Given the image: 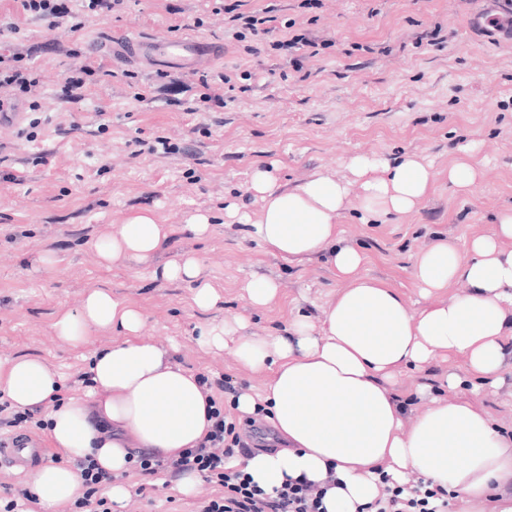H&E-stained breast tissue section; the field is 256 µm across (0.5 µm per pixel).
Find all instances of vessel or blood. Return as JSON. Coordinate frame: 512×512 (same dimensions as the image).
<instances>
[{
    "instance_id": "vessel-or-blood-1",
    "label": "vessel or blood",
    "mask_w": 512,
    "mask_h": 512,
    "mask_svg": "<svg viewBox=\"0 0 512 512\" xmlns=\"http://www.w3.org/2000/svg\"><path fill=\"white\" fill-rule=\"evenodd\" d=\"M113 54L129 62L164 66L175 71L198 69L218 55L212 43L192 36L159 39L147 34H132L115 41ZM47 459L40 442L27 435L0 436V465L14 469L20 477H31Z\"/></svg>"
}]
</instances>
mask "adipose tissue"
Masks as SVG:
<instances>
[{"mask_svg": "<svg viewBox=\"0 0 512 512\" xmlns=\"http://www.w3.org/2000/svg\"><path fill=\"white\" fill-rule=\"evenodd\" d=\"M348 166L355 181L318 175L290 190L268 171L252 176L249 190L263 203L256 236L288 258L328 254L343 287L325 308L320 327L297 319L286 334L246 336L238 317L199 336L200 346L233 350L250 372L271 375L261 394L243 392L236 399L237 411L259 415L281 444L255 451L246 471L269 492L289 478L319 486L325 512H359L382 497L386 475L439 485L469 512H483L494 491L499 512H512V433L497 429L484 409L462 398L433 397L405 421L391 387L401 370L439 356L465 360L464 374H448V387L465 377L498 376L512 350V210L499 214L494 232L474 237L467 250L439 237L416 255L412 277L437 299L414 315L396 288L360 275L365 257L343 242L337 218L355 193L365 222L411 214L437 174L413 156L392 165L354 157ZM166 237L152 212L138 211L97 251L111 266L131 258L147 263ZM161 276L191 284L199 310L221 300L195 256L164 266ZM458 283L464 292L448 295ZM143 323L138 309L104 289L90 291L78 313L58 317L57 335L71 346L95 330L125 335L94 356L84 403L53 405L64 379L43 358H0V394L16 407H51L49 439L69 459L42 467L34 477L33 490L47 512H68L84 492L73 459L93 458L118 475L129 455L171 459L197 447L211 428V392L169 351L140 338Z\"/></svg>", "mask_w": 512, "mask_h": 512, "instance_id": "ef3b65f1", "label": "adipose tissue"}]
</instances>
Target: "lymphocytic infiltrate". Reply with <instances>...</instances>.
<instances>
[{
  "mask_svg": "<svg viewBox=\"0 0 512 512\" xmlns=\"http://www.w3.org/2000/svg\"><path fill=\"white\" fill-rule=\"evenodd\" d=\"M210 417L212 428L197 447L171 460L139 457L132 463L133 470L142 475L194 472L219 485L221 494L203 502L199 512H324L323 493L311 484L290 481L270 494L242 468L231 466V459L248 456L250 445L235 423L229 422L223 406H215ZM447 497V491L437 486L422 484L411 490L397 486L374 507L375 512H444Z\"/></svg>",
  "mask_w": 512,
  "mask_h": 512,
  "instance_id": "f902f5d3",
  "label": "lymphocytic infiltrate"
}]
</instances>
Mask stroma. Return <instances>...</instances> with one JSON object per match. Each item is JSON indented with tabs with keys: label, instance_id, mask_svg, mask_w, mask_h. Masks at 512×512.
I'll return each mask as SVG.
<instances>
[{
	"label": "stroma",
	"instance_id": "35a3bbf8",
	"mask_svg": "<svg viewBox=\"0 0 512 512\" xmlns=\"http://www.w3.org/2000/svg\"><path fill=\"white\" fill-rule=\"evenodd\" d=\"M486 8V0H321L316 9L302 0H243L241 13L270 18L272 32L240 39L219 0H118L105 15L74 0L72 19L54 26L21 0H0V53L31 52L39 79L21 104L24 119L0 122V357H42L64 377L62 402L84 400L91 358L123 335L94 331L73 348L53 324L105 288L143 313L142 337L173 349L183 367L230 378L231 390L214 397L236 418V392L258 393L269 376L244 369L231 351L198 346L200 329L237 316L249 336L285 334L299 314L316 325L341 284L325 256H282L251 225L225 223L224 208L257 215L262 202L247 190L257 168L291 188L314 175L351 179L354 156L395 163L413 155L437 173L410 215L365 224L354 202L338 217L345 243L366 257L362 274L398 288L411 313L428 307L431 297L412 277L416 255L440 236L466 249L512 208V43L470 28ZM437 25L443 43H420ZM138 32L193 36L222 55L168 75L113 58L112 41ZM286 32L325 43L302 72L273 46ZM83 66L92 74L81 99L61 101L62 80ZM205 92L223 95L224 108L207 109ZM160 138L171 153L155 151ZM466 151L481 175L463 193L449 186L448 165ZM140 210L169 228L154 262L105 266L96 243ZM197 213L210 220L202 237L188 227ZM188 254L201 258L203 277L222 297L214 310H198L187 283L153 275ZM254 278L278 285L274 303L248 305L245 286ZM463 365L439 357L403 369L394 390L407 418ZM457 393L512 427V361L499 380L477 389L466 381ZM123 481L131 489L124 502L98 491L107 512H196L217 492L203 480L182 494L166 474L128 473Z\"/></svg>",
	"mask_w": 512,
	"mask_h": 512
}]
</instances>
